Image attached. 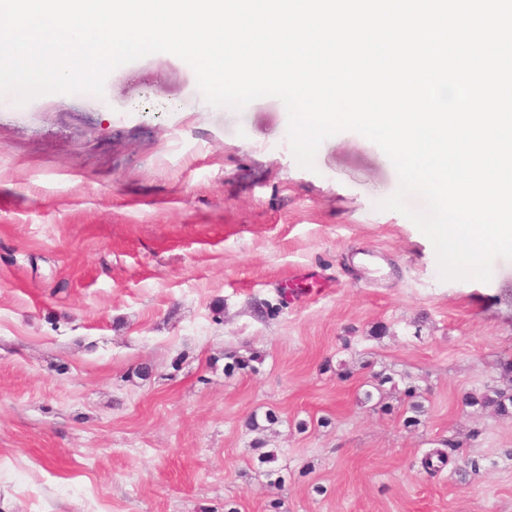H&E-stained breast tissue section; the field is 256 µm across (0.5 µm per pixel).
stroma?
<instances>
[{
    "label": "stroma",
    "instance_id": "1",
    "mask_svg": "<svg viewBox=\"0 0 512 512\" xmlns=\"http://www.w3.org/2000/svg\"><path fill=\"white\" fill-rule=\"evenodd\" d=\"M287 129L165 52L0 97V512H512V260L441 280L378 145Z\"/></svg>",
    "mask_w": 512,
    "mask_h": 512
}]
</instances>
